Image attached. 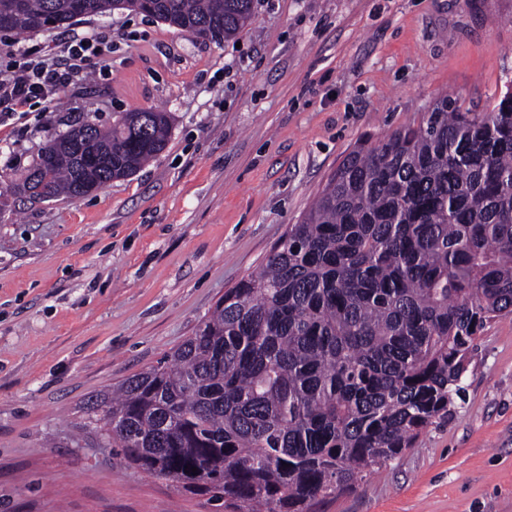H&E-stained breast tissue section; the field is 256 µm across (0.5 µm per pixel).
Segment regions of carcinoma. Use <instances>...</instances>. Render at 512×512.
Masks as SVG:
<instances>
[{
	"label": "carcinoma",
	"mask_w": 512,
	"mask_h": 512,
	"mask_svg": "<svg viewBox=\"0 0 512 512\" xmlns=\"http://www.w3.org/2000/svg\"><path fill=\"white\" fill-rule=\"evenodd\" d=\"M231 39L253 0H82ZM21 5L16 33L73 0ZM170 117L125 112L51 139L23 181L75 199L135 174ZM512 313V87L489 112L445 95L419 126L354 149L261 268L157 364L90 407L123 459L234 512H310L448 416L475 335ZM197 472H192V468Z\"/></svg>",
	"instance_id": "carcinoma-1"
}]
</instances>
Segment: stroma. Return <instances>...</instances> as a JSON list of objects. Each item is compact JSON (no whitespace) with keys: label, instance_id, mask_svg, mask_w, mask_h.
I'll list each match as a JSON object with an SVG mask.
<instances>
[{"label":"stroma","instance_id":"1","mask_svg":"<svg viewBox=\"0 0 512 512\" xmlns=\"http://www.w3.org/2000/svg\"><path fill=\"white\" fill-rule=\"evenodd\" d=\"M112 37L49 111L0 124V512H222L127 463L91 401L191 336L256 271L343 159L454 92L490 111L512 85V0H253L238 39L125 10L0 34V52ZM170 113L136 174L38 202L45 143L118 113ZM462 400L415 447L312 512H512V315L474 341Z\"/></svg>","mask_w":512,"mask_h":512}]
</instances>
